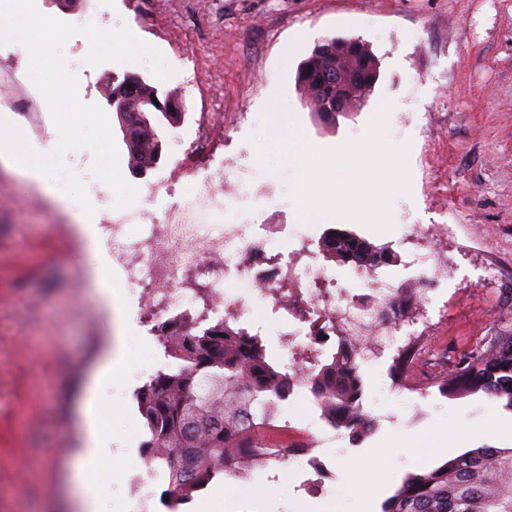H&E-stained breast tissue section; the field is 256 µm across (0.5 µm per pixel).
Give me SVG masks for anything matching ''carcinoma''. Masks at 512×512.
Instances as JSON below:
<instances>
[{
	"instance_id": "1",
	"label": "carcinoma",
	"mask_w": 512,
	"mask_h": 512,
	"mask_svg": "<svg viewBox=\"0 0 512 512\" xmlns=\"http://www.w3.org/2000/svg\"><path fill=\"white\" fill-rule=\"evenodd\" d=\"M304 60L296 83L305 94L315 91L311 108L332 106L336 86L302 81ZM132 95L150 112H116L127 149L129 168L143 174L161 159V128L180 123L184 113L159 96L142 77H112V97ZM325 257L340 265L350 258L373 267L389 263V250L365 242L352 232L334 229L323 241ZM161 345L172 359L137 392L145 420L142 441L148 466L167 484L163 497L169 512H178L191 492L220 479H239L255 463H285L302 448H271L265 433L276 428V406L288 399L293 377L270 358L261 338L223 321L201 324L185 319L178 333H165ZM336 352L317 361L307 378L310 392L326 422L358 439L372 429L364 408V344L336 329ZM413 360L401 351L391 373L410 379ZM444 397L483 393L504 402L512 412V332L496 336L489 345L452 365L436 382ZM382 512H512V448H473L423 472L407 475L382 505Z\"/></svg>"
}]
</instances>
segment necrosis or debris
I'll list each match as a JSON object with an SVG mask.
<instances>
[{
    "label": "necrosis or debris",
    "mask_w": 512,
    "mask_h": 512,
    "mask_svg": "<svg viewBox=\"0 0 512 512\" xmlns=\"http://www.w3.org/2000/svg\"><path fill=\"white\" fill-rule=\"evenodd\" d=\"M211 137L210 130H203L196 148L207 153L214 172L202 178L198 196L171 203L163 218L146 209L131 213L113 209L107 186L99 182L88 186L101 206L112 266L121 275L118 285L133 289L141 323L152 324L167 314L177 318L187 314L247 325L255 302H263L272 313L285 314L294 322L284 347L295 374L303 378L315 366L314 353L334 336L337 320L350 319L357 336L374 350L383 343L393 344L403 327L413 326V318L392 308L400 282L353 268V276L371 293L370 300L361 301L339 283L332 269L320 263L307 231L277 225V232H289L291 248L266 251L256 247L261 225L213 220V213L243 206L252 191L233 177L232 164L208 154ZM426 233L434 245L413 254L412 263L420 271L421 282L433 286L448 274L437 247L448 235L447 225L402 227V238L409 243ZM316 325L324 327V336L303 342L305 330ZM306 349L312 350V357L301 358Z\"/></svg>",
    "instance_id": "obj_1"
}]
</instances>
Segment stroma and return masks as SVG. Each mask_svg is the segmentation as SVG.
Instances as JSON below:
<instances>
[{
	"instance_id": "stroma-1",
	"label": "stroma",
	"mask_w": 512,
	"mask_h": 512,
	"mask_svg": "<svg viewBox=\"0 0 512 512\" xmlns=\"http://www.w3.org/2000/svg\"><path fill=\"white\" fill-rule=\"evenodd\" d=\"M113 23H126L158 48L173 68L164 81L146 64L104 63L77 68L81 101L106 106L107 81L136 74L186 108L180 124L161 131L162 159L138 186L137 208L162 215L167 197L153 192L160 170L187 154L204 112L224 116V157L242 166L255 188L244 212L256 224H294L283 178L264 174L250 142L272 102L311 144L330 148L360 138L384 102H392L390 135L410 141L411 193L395 198V230L376 233L351 222L348 230L406 259L399 225L450 224L443 249L448 278L428 289V304L412 307L419 324L402 330L396 346L366 364V411L374 429L355 441L314 417L295 397L278 406V425L309 431L329 469L322 492H299L313 472L296 458L254 467L245 482L218 481L193 493L180 512L210 503L225 512L242 485L279 497L277 512L320 504L334 512L349 489L365 480L378 449L399 434L423 437L428 456L392 461L390 488L465 447L512 448V413L484 394L443 397L432 382L449 362L485 348L512 330V0H111ZM355 38L378 60L379 79L367 102L321 121L297 88L296 71L328 38ZM25 49L0 46V113L19 127L36 124V144L56 138L44 99L27 76ZM49 179L28 176L0 159V512H80L79 456L86 446L83 402L111 343V310L99 295L77 211L67 209ZM414 343L410 381L390 373L397 346ZM132 369L101 383L98 399L112 426V453L90 478L105 481L101 512H134L126 483L143 471L144 420L135 391L165 364L145 328L124 339ZM475 431L454 443V426Z\"/></svg>"
}]
</instances>
